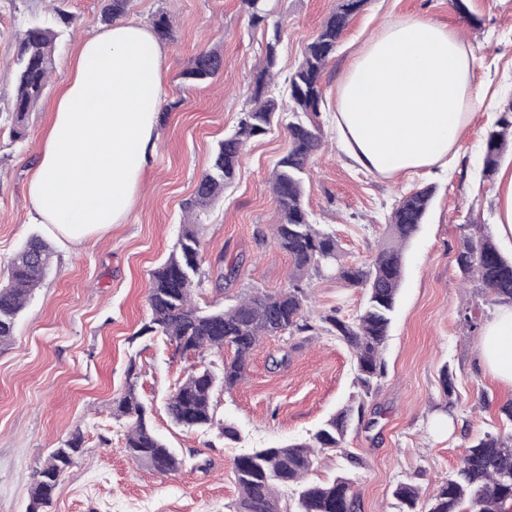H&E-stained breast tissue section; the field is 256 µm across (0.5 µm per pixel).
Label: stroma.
Returning a JSON list of instances; mask_svg holds the SVG:
<instances>
[{
  "label": "stroma",
  "mask_w": 512,
  "mask_h": 512,
  "mask_svg": "<svg viewBox=\"0 0 512 512\" xmlns=\"http://www.w3.org/2000/svg\"><path fill=\"white\" fill-rule=\"evenodd\" d=\"M339 0H269L270 24L251 27L242 0H130L126 19L172 20L164 40L163 113L150 168L126 223L79 245L50 239L31 223L25 184L34 152L52 119L54 97L69 75L78 46L103 28L102 0H0V281L19 248L49 239L52 264L18 319L10 345L0 348V512H28L30 487L48 454L80 431L83 452L63 476L47 512H229L239 495L234 460L255 448L309 439L339 408L362 405L344 451L322 456L312 479L347 473L356 481L357 512H395L392 491L413 481L422 497L451 476L469 443L484 433L512 430L501 412L512 390L478 361L481 335L463 328L460 311L489 320L495 303L462 282L455 263L469 223L495 224L494 184L482 175V146L498 113L512 106V0H369L344 32L323 77L316 119L323 142L305 177L304 206L333 233L343 263L370 261L404 193L431 185L427 221L404 252V279L383 348L385 374L370 395L355 384L353 356L321 332L272 336L253 352L244 382L214 396L218 419L240 438L175 426L165 400L198 361L176 353L148 331L151 272L174 250L201 174L224 136L237 129L251 81L262 64L272 22L285 33L273 88L287 102L284 79L304 46ZM70 17L58 40L43 98L15 136L11 112L18 41L33 20ZM417 16L460 30L473 48L486 87L446 170L383 178L344 154L332 124L336 84L365 40L385 23ZM224 58L213 78L190 82L183 73L200 51ZM250 139L235 181L202 213L201 308L234 304L261 289L288 286L291 263L273 240L279 219L271 191L276 161L288 148L285 124ZM311 316L337 312L350 320L364 292L334 276L312 278ZM453 379L446 394L445 377ZM135 381L154 430L175 448L181 469L160 476L123 451L124 420L112 400Z\"/></svg>",
  "instance_id": "obj_1"
}]
</instances>
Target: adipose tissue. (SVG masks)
Masks as SVG:
<instances>
[{"instance_id": "obj_1", "label": "adipose tissue", "mask_w": 512, "mask_h": 512, "mask_svg": "<svg viewBox=\"0 0 512 512\" xmlns=\"http://www.w3.org/2000/svg\"><path fill=\"white\" fill-rule=\"evenodd\" d=\"M165 51L135 20L82 40L30 166L32 218L70 243L124 223L155 152ZM458 31L419 18L370 36L336 86L351 158L386 177L447 159L482 90ZM479 359L512 389V303L482 329Z\"/></svg>"}]
</instances>
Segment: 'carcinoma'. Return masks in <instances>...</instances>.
I'll use <instances>...</instances> for the list:
<instances>
[{
  "label": "carcinoma",
  "instance_id": "carcinoma-1",
  "mask_svg": "<svg viewBox=\"0 0 512 512\" xmlns=\"http://www.w3.org/2000/svg\"><path fill=\"white\" fill-rule=\"evenodd\" d=\"M253 26L268 21L262 0H243ZM368 0H340L324 19L314 38L305 46L302 60L288 75V111L293 115L320 112L322 78L330 57L352 18ZM129 0H106L101 18L111 23L122 17ZM66 19L33 22L23 34L15 77L13 113L15 132L22 134L26 114L42 98L52 71L56 40ZM283 29L273 24L272 37L257 69L249 108L237 131L224 138L210 167L200 176L188 209L194 211L214 202L236 178L245 143L268 133L278 122L283 107L268 96L277 65V46ZM220 52L207 50L195 55L183 76L205 80L223 66ZM288 149L276 162L271 190L280 216L274 239L292 262L288 288L276 292L257 291L230 307L202 309L193 302L201 291L199 278L200 240L195 223L184 228L176 251L151 274L149 311L151 330L159 331L181 354L217 355L192 370L165 402L172 422L186 430L215 429L227 440L238 432L227 422L215 419V392H229L245 379L250 358L263 338L293 337L323 329L334 334L351 350L356 383L371 394L383 376L381 350L388 336L398 290L403 278V248L423 223L432 199V189L422 188L402 196L391 214L388 234L367 263L345 265L340 261L336 237L313 223L303 205V175L321 148L318 128L298 119L288 122ZM512 146V107L494 121L483 144L485 179L494 180L501 157ZM456 254L464 278L478 284L495 303H512V259L499 250L485 224L467 225ZM51 251L40 237L33 236L12 259L7 284L0 285V346L8 344L15 324L33 291L49 269ZM332 274L346 285L364 290L362 311L353 321L334 314L319 316L314 323L306 314L307 293L303 281ZM233 350L231 359L224 349ZM112 415L127 424L123 449L139 467L158 474L179 470L183 459L170 448L146 421V408L136 383L128 382L124 393L112 401ZM353 408L330 418L307 442L258 448L236 457L234 477L239 498L233 512H356L355 481L347 474L327 482L309 478L318 456L344 448ZM82 436L75 431L49 453L39 479L30 488V510L39 512L52 502V489L82 453ZM292 488L294 501L283 510L281 491ZM398 512H512V433H485L473 440L460 458L454 475L442 480L425 503H420L417 485H396Z\"/></svg>",
  "mask_w": 512,
  "mask_h": 512
}]
</instances>
